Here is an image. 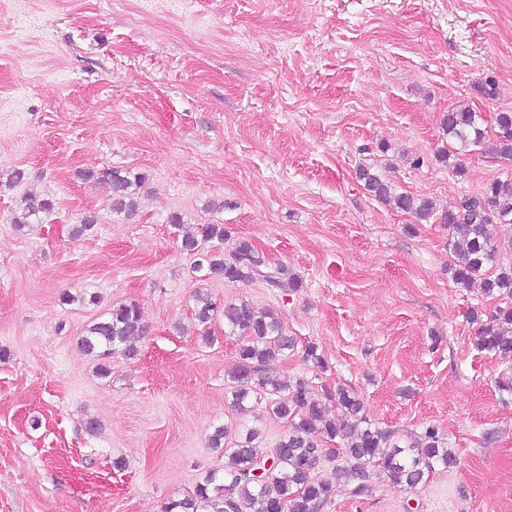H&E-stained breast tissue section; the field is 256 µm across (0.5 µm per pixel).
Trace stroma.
I'll list each match as a JSON object with an SVG mask.
<instances>
[{
	"label": "stroma",
	"instance_id": "1",
	"mask_svg": "<svg viewBox=\"0 0 512 512\" xmlns=\"http://www.w3.org/2000/svg\"><path fill=\"white\" fill-rule=\"evenodd\" d=\"M462 106L492 135L512 112V0H0V512H163L223 466L208 437L240 424L239 340L219 319L203 341L200 288L281 313L300 348L268 376L352 389L374 426L436 427L456 455L359 496L324 467L321 512H512V356L475 346L501 302L456 284L447 225L357 178L441 212L511 178L480 147L439 160ZM107 168L144 174L133 212L81 178ZM28 192L55 208L19 232ZM174 213L224 225L221 251L249 242L300 288L200 281ZM84 290L99 304L61 300ZM131 302L136 356L86 355V327ZM358 177L364 181L367 191L384 201H393L396 208L411 212L421 221H428L435 215L432 203L424 199H415L407 194H395L392 186L368 168L359 169Z\"/></svg>",
	"mask_w": 512,
	"mask_h": 512
}]
</instances>
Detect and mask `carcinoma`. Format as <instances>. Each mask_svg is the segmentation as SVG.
Returning a JSON list of instances; mask_svg holds the SVG:
<instances>
[{
    "mask_svg": "<svg viewBox=\"0 0 512 512\" xmlns=\"http://www.w3.org/2000/svg\"><path fill=\"white\" fill-rule=\"evenodd\" d=\"M479 114L465 107L450 112L442 120L448 135L444 160L471 147L485 146L491 154L512 157V112L496 116L499 133L489 140L481 128ZM359 179L367 191L396 208L411 212L421 221L434 217L432 203L407 194L394 193L392 186L368 168L359 169ZM86 181L104 184L110 192L112 210L131 211L135 189L145 176H132L118 170L103 169L83 174ZM54 202L48 197L27 194L20 199L12 218L16 230L39 223L52 212ZM501 214L512 219V180L487 184L477 196L463 198L454 210L440 217L448 225L449 246L455 254L453 275L457 284L469 288L479 284L483 295L512 299V267L497 266L500 243L491 232V216ZM227 230L222 224H204L182 235L181 247L193 255V271L204 280L231 283L262 280L277 288H297L299 280L281 266H268L253 247L240 242L229 257L207 248L214 240L224 241ZM195 316L206 326L216 316L224 317L226 336L242 339L239 361L231 375V409L244 418L255 412L261 399L267 411L288 423V431L273 448L257 444L259 431L248 428L244 436L229 440L228 426L215 428L208 439L211 448L224 449V467L209 472L193 493L165 506L164 512H320L331 501L334 486L318 476L327 463L356 482L353 493L369 492V471L378 470L394 485L413 487L434 467L444 469L456 464V455L433 428L418 438L397 436L379 429L362 415L363 401L353 391L339 387L334 397L338 417L315 397L309 382L297 378L280 382L262 375V369L295 349L281 313L273 308L257 310L241 301L218 306L211 294L197 291L193 296ZM145 335L140 309L122 304L93 321L79 338L80 348L89 355L107 357L121 352L136 356L131 341ZM476 347L499 355H512V307L498 309L482 325ZM340 439L341 448H325L318 437ZM269 468H264L267 461ZM264 469L263 478L254 471Z\"/></svg>",
    "mask_w": 512,
    "mask_h": 512,
    "instance_id": "cac0c4a2",
    "label": "carcinoma"
}]
</instances>
